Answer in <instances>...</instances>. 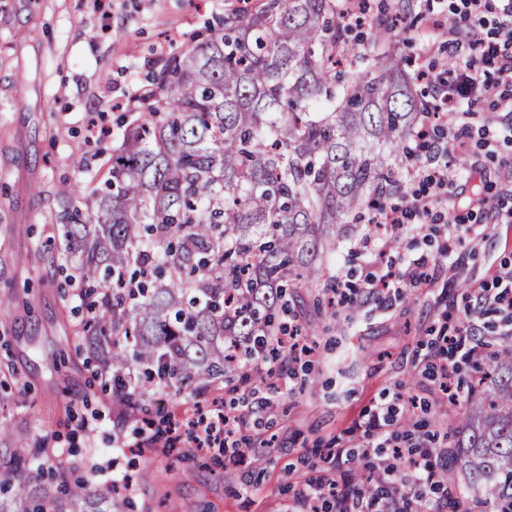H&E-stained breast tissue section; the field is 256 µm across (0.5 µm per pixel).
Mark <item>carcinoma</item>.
<instances>
[{
	"label": "carcinoma",
	"instance_id": "cac0c4a2",
	"mask_svg": "<svg viewBox=\"0 0 512 512\" xmlns=\"http://www.w3.org/2000/svg\"><path fill=\"white\" fill-rule=\"evenodd\" d=\"M337 0H262L167 60L132 99L109 177L61 237L88 299V350L123 397L232 383L228 353L275 328L288 286L318 274L339 221L402 194L430 105L388 53L341 84ZM371 43L394 29L375 21ZM448 453L450 512H512V336L494 340ZM45 452L0 461V512H112V488L30 486Z\"/></svg>",
	"mask_w": 512,
	"mask_h": 512
}]
</instances>
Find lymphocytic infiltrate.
<instances>
[{
  "instance_id": "lymphocytic-infiltrate-1",
  "label": "lymphocytic infiltrate",
  "mask_w": 512,
  "mask_h": 512,
  "mask_svg": "<svg viewBox=\"0 0 512 512\" xmlns=\"http://www.w3.org/2000/svg\"><path fill=\"white\" fill-rule=\"evenodd\" d=\"M451 12L455 26L448 29V40L462 48L455 65L447 77L437 81L436 103L422 123L437 119L447 122L449 128L462 125L466 114L465 102L476 97L494 99L506 112H512V97L505 95V88L512 86V0H453ZM490 23L486 37L471 35L472 21ZM493 64L495 77L483 80L478 76V66ZM451 188L447 165H439L429 174L425 189L413 192L408 205L388 204L376 210L370 218L360 245L366 252L385 247L397 233L426 231L434 209L446 199ZM430 266L427 258L404 260L400 269L379 267L369 273L359 287V294L369 298H382L383 294L399 290L401 284L414 286L429 283ZM472 308L476 311L495 309L504 313L502 326L505 333H512V269L500 271L492 287L472 291ZM479 326L475 319H468L454 332L440 330L433 340L435 349L430 377L432 393L441 401L455 402V365L449 364V352L460 353L462 358L478 361L481 352L466 347L465 341L475 335ZM249 376L266 379L265 395L259 403L262 412L273 411L277 396L288 386L287 373H275L267 352L255 350L244 368ZM409 398L394 394L392 401L366 407L355 418L349 434L361 435L366 445L365 456L370 457V467L377 478L376 495H365L357 482L350 478L345 465L349 451L337 449L335 472L316 476L300 494L289 499L282 512H443L434 496L439 463L430 448L412 439L398 436L401 408L407 407ZM192 419L187 442L193 447L214 451L239 447L241 435L248 424L245 412L219 402L195 400L191 409Z\"/></svg>"
}]
</instances>
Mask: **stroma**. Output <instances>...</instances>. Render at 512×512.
<instances>
[{"label":"stroma","mask_w":512,"mask_h":512,"mask_svg":"<svg viewBox=\"0 0 512 512\" xmlns=\"http://www.w3.org/2000/svg\"><path fill=\"white\" fill-rule=\"evenodd\" d=\"M233 0H0V459L18 442L50 454L31 479L60 486L74 479L97 487L129 475L134 491L118 512H279L282 503L323 465L350 420L370 400L413 394L426 419L434 396L423 371L440 311L463 314L468 293L512 265V223H491L489 205L512 192L504 163L512 142L483 146L479 127L507 118L489 102L467 104L473 128L453 166L446 217L470 225L448 239L447 225L424 237L397 235L384 261L428 257L432 280L406 295L328 307L337 270L360 283L372 270L368 253L352 251L364 221L341 225L336 250L324 257L318 282L294 289L291 307L312 348L294 362L290 387L274 413L245 432L254 450L242 464L229 454L165 458L137 444L139 432L114 404L112 375L87 363L76 340L86 315L77 284H65L57 236L67 201L62 183L82 195L104 179L95 151L111 153L131 96L148 87L161 61L190 37H206ZM402 15L398 58L415 70L455 58L441 31L448 16L410 0H383ZM107 115L110 135L85 144L89 113Z\"/></svg>","instance_id":"obj_1"}]
</instances>
